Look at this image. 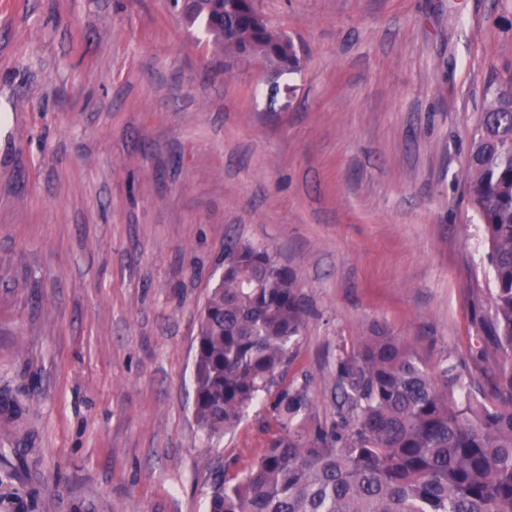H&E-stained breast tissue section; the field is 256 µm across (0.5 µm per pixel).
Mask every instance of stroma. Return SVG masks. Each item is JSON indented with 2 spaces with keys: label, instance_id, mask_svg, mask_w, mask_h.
<instances>
[{
  "label": "stroma",
  "instance_id": "1",
  "mask_svg": "<svg viewBox=\"0 0 512 512\" xmlns=\"http://www.w3.org/2000/svg\"><path fill=\"white\" fill-rule=\"evenodd\" d=\"M293 72L225 57L172 0H0V512H208L257 459L252 406L208 441L199 316L234 237L296 270L289 377L332 419L375 324L464 372L490 267L468 200L499 0H258Z\"/></svg>",
  "mask_w": 512,
  "mask_h": 512
}]
</instances>
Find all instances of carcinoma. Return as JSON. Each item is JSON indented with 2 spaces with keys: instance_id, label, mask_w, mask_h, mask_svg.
<instances>
[{
  "instance_id": "1",
  "label": "carcinoma",
  "mask_w": 512,
  "mask_h": 512,
  "mask_svg": "<svg viewBox=\"0 0 512 512\" xmlns=\"http://www.w3.org/2000/svg\"><path fill=\"white\" fill-rule=\"evenodd\" d=\"M183 20L235 58L259 50L279 71L299 64L247 0H198ZM471 143L497 369L467 383L457 364H431L375 324L336 354V419L323 422L307 375L283 383L308 316L297 273L268 247L232 242L196 338L195 416L221 437L264 396L274 428L247 470L214 477L209 512H512V76H489Z\"/></svg>"
}]
</instances>
